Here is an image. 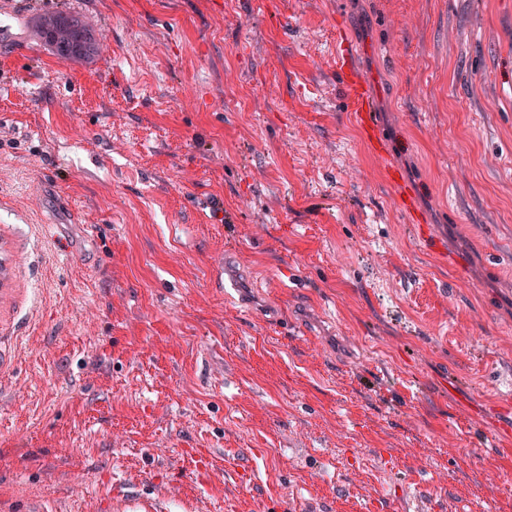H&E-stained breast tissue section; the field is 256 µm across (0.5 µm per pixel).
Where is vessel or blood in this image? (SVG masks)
Instances as JSON below:
<instances>
[{"mask_svg":"<svg viewBox=\"0 0 512 512\" xmlns=\"http://www.w3.org/2000/svg\"><path fill=\"white\" fill-rule=\"evenodd\" d=\"M336 59L351 102L352 120L364 143L379 161L384 179L393 189L402 212L409 217L411 223L416 224L422 238L432 239L431 228L426 225L420 214L413 193L406 188L399 170L390 162L387 142L377 125L369 85L354 65L353 48L350 41L342 35L336 38Z\"/></svg>","mask_w":512,"mask_h":512,"instance_id":"1","label":"vessel or blood"}]
</instances>
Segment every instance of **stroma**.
I'll use <instances>...</instances> for the list:
<instances>
[{
  "label": "stroma",
  "instance_id": "1",
  "mask_svg": "<svg viewBox=\"0 0 512 512\" xmlns=\"http://www.w3.org/2000/svg\"><path fill=\"white\" fill-rule=\"evenodd\" d=\"M0 262V512H512V0H0ZM68 15L81 18L75 14L59 12L47 19L50 21L54 17H60L55 18L49 24H43L41 27L42 38L53 53L62 61H67L73 57H85L91 54L93 49V41L88 30L82 24H77ZM62 36H65L66 39L62 40ZM336 59L351 102L352 120L371 154L379 161L384 179L393 189L399 208L409 217L411 224H416L422 238L436 244L431 227L425 225L417 209L413 193L406 188L399 170L390 162L387 142L377 125L369 85L354 65L352 44L341 32L336 37Z\"/></svg>",
  "mask_w": 512,
  "mask_h": 512
}]
</instances>
